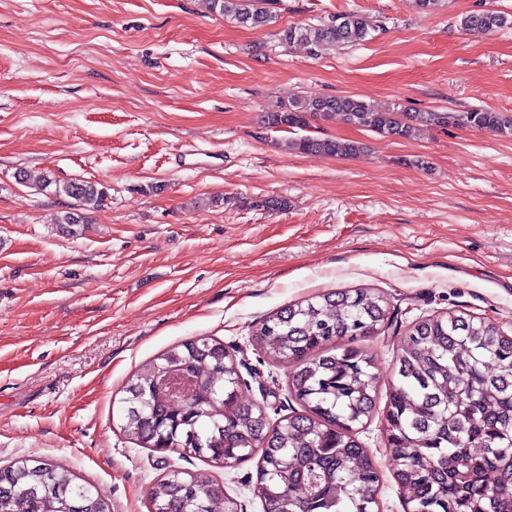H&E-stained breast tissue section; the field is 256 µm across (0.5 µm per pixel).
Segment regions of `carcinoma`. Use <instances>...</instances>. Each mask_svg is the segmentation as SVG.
<instances>
[{"mask_svg":"<svg viewBox=\"0 0 512 512\" xmlns=\"http://www.w3.org/2000/svg\"><path fill=\"white\" fill-rule=\"evenodd\" d=\"M272 0H205L207 9L242 24L272 20ZM462 25L495 31L512 20L494 11L469 13ZM374 26L353 12L318 26H290L280 41L310 52L368 40ZM407 139L423 126L472 127L512 133V118L491 109L466 112L380 110L356 95L300 96L279 101L262 116L268 128L308 126L317 114ZM288 148L301 154L349 156L353 142L300 136ZM45 187L74 200L61 224H86V213L107 194L84 180ZM393 319L387 298L370 288L328 291L288 305L255 331L266 357L289 365L288 391L300 410L272 426L263 409L239 396L240 377L224 343L199 339L166 351L162 364L196 378L194 393L177 405L145 400L159 364L142 366L123 398L124 432L157 451L191 448L234 468L254 457L264 512H373L380 474L358 438L378 413L374 362L360 345ZM386 445L397 454L393 478L412 512H512V336L465 312L415 322L396 360V381L383 409ZM161 512H233L236 503L205 472L173 470L149 490ZM109 512L91 488L56 464L18 461L0 468V512Z\"/></svg>","mask_w":512,"mask_h":512,"instance_id":"cac0c4a2","label":"carcinoma"}]
</instances>
